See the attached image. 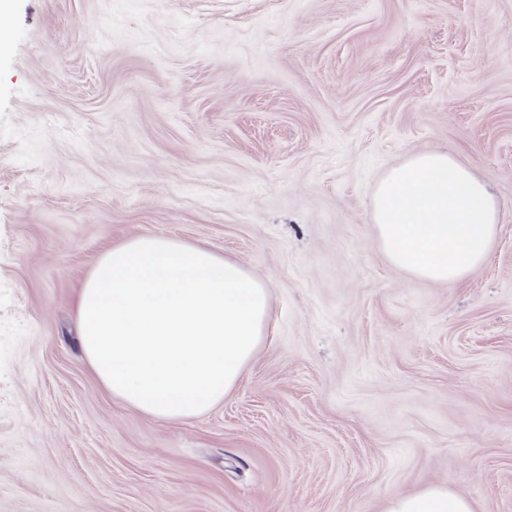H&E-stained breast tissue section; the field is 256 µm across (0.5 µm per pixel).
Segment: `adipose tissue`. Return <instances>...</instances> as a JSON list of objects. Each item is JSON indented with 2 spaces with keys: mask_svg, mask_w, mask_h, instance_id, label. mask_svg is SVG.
Listing matches in <instances>:
<instances>
[{
  "mask_svg": "<svg viewBox=\"0 0 512 512\" xmlns=\"http://www.w3.org/2000/svg\"><path fill=\"white\" fill-rule=\"evenodd\" d=\"M84 358L128 407L184 421L223 402L269 316L265 284L202 245L144 236L107 249L77 300ZM388 512H473L432 486Z\"/></svg>",
  "mask_w": 512,
  "mask_h": 512,
  "instance_id": "adipose-tissue-1",
  "label": "adipose tissue"
}]
</instances>
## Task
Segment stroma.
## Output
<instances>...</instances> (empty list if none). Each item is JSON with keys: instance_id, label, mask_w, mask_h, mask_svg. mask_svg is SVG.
Wrapping results in <instances>:
<instances>
[{"instance_id": "obj_1", "label": "stroma", "mask_w": 512, "mask_h": 512, "mask_svg": "<svg viewBox=\"0 0 512 512\" xmlns=\"http://www.w3.org/2000/svg\"><path fill=\"white\" fill-rule=\"evenodd\" d=\"M0 51V512H512V0H12ZM448 152L499 224L393 266L384 175ZM243 266L265 333L185 422L107 393L76 302L112 244ZM387 512H473V509L467 499L448 492L446 487L432 486L397 498Z\"/></svg>"}]
</instances>
